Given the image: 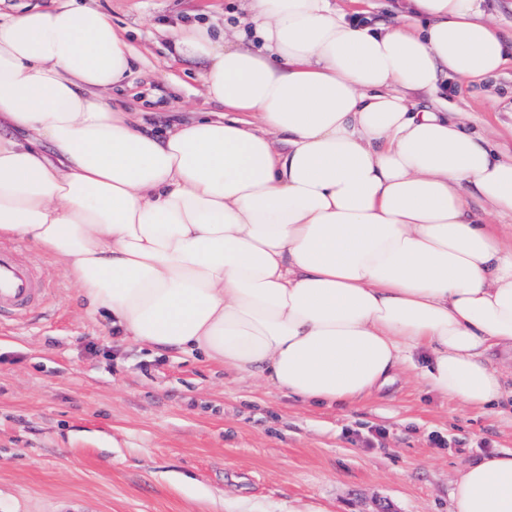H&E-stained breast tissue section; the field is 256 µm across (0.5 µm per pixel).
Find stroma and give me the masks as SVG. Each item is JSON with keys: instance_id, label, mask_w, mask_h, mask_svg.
I'll list each match as a JSON object with an SVG mask.
<instances>
[{"instance_id": "obj_1", "label": "stroma", "mask_w": 512, "mask_h": 512, "mask_svg": "<svg viewBox=\"0 0 512 512\" xmlns=\"http://www.w3.org/2000/svg\"><path fill=\"white\" fill-rule=\"evenodd\" d=\"M140 50L114 106L156 128L217 111L199 60H170L169 26L239 27L244 0H98ZM500 99L489 106L487 91ZM449 109L512 150V62ZM49 284L0 328V512H453V482L512 451V397L476 410L401 367L352 406L304 402L196 354L159 356L88 316L74 282L27 240Z\"/></svg>"}]
</instances>
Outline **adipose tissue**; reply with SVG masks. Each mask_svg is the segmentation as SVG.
<instances>
[{
	"instance_id": "obj_1",
	"label": "adipose tissue",
	"mask_w": 512,
	"mask_h": 512,
	"mask_svg": "<svg viewBox=\"0 0 512 512\" xmlns=\"http://www.w3.org/2000/svg\"><path fill=\"white\" fill-rule=\"evenodd\" d=\"M259 47L173 28L217 112L165 133L112 104L136 47L94 2L0 20V237L31 241L90 315L306 402L352 405L400 366L484 409L512 354V151L417 107L512 49L481 0L360 24L333 0H249ZM285 149H277V137ZM51 152H43L42 144ZM455 512H512V452Z\"/></svg>"
}]
</instances>
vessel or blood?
I'll return each mask as SVG.
<instances>
[{
	"mask_svg": "<svg viewBox=\"0 0 512 512\" xmlns=\"http://www.w3.org/2000/svg\"><path fill=\"white\" fill-rule=\"evenodd\" d=\"M47 284L13 245L0 244V324L21 323L39 309Z\"/></svg>",
	"mask_w": 512,
	"mask_h": 512,
	"instance_id": "obj_1",
	"label": "vessel or blood"
}]
</instances>
